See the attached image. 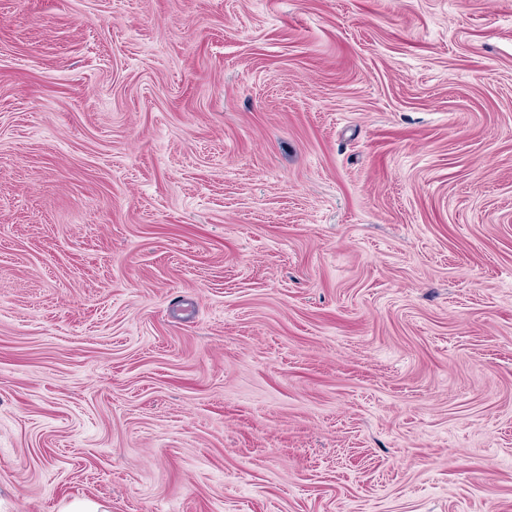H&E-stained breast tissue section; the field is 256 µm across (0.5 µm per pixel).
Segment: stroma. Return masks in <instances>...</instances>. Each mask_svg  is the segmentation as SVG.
<instances>
[{
	"mask_svg": "<svg viewBox=\"0 0 512 512\" xmlns=\"http://www.w3.org/2000/svg\"><path fill=\"white\" fill-rule=\"evenodd\" d=\"M512 512V0H0V512Z\"/></svg>",
	"mask_w": 512,
	"mask_h": 512,
	"instance_id": "35a3bbf8",
	"label": "stroma"
}]
</instances>
